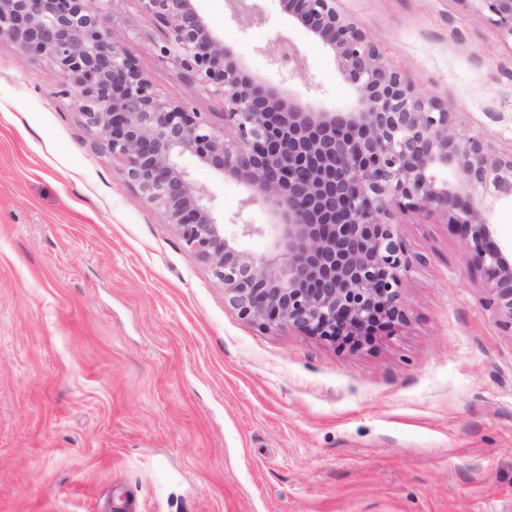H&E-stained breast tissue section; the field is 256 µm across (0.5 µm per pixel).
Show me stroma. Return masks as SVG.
I'll return each mask as SVG.
<instances>
[{
    "mask_svg": "<svg viewBox=\"0 0 512 512\" xmlns=\"http://www.w3.org/2000/svg\"><path fill=\"white\" fill-rule=\"evenodd\" d=\"M247 73L300 50L301 99L353 101L332 54L270 10L240 29L196 0ZM384 65L512 153V37L472 0H336ZM106 28L161 95L216 133L224 101L162 59L139 0ZM59 70L0 39V512H512V333L445 216L392 209L403 321L338 345L243 318L148 203ZM225 217L272 216L186 156ZM264 52L270 58L271 62L277 66L279 71L287 72L288 79L298 76L299 78L307 81L298 72V63L300 53L294 44L288 41L287 38L278 36L272 42L267 44Z\"/></svg>",
    "mask_w": 512,
    "mask_h": 512,
    "instance_id": "obj_1",
    "label": "stroma"
}]
</instances>
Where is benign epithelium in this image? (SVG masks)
I'll use <instances>...</instances> for the list:
<instances>
[{
	"label": "benign epithelium",
	"mask_w": 512,
	"mask_h": 512,
	"mask_svg": "<svg viewBox=\"0 0 512 512\" xmlns=\"http://www.w3.org/2000/svg\"><path fill=\"white\" fill-rule=\"evenodd\" d=\"M104 2L0 0V38L58 67L62 93L74 95L129 180L179 228L188 253L211 266L241 316L335 342L403 321L408 261L396 225L385 221L395 204L450 217L470 262L487 274V306L512 333V248L495 241L488 220L499 200L512 198V154L457 131L447 110L414 94L336 0L273 2L333 52L355 92L343 112L247 74L194 0H139L163 33L161 57L223 96L230 141L154 89L103 25ZM260 2L226 0L242 26L265 19ZM476 2L512 37V0ZM264 52L288 77L299 75L300 53L288 39L276 37ZM187 154L244 185L246 204L269 207L273 223L241 224L245 234L271 237L266 255L224 234L213 197L179 164ZM442 171L453 178H439Z\"/></svg>",
	"instance_id": "benign-epithelium-1"
}]
</instances>
